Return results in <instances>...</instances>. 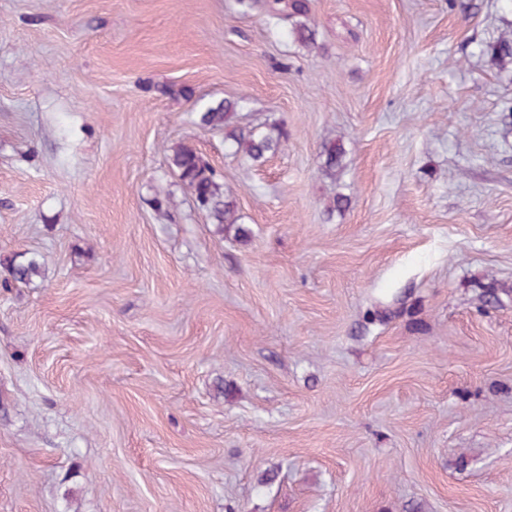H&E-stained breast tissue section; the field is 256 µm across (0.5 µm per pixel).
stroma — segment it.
<instances>
[{
	"instance_id": "35a3bbf8",
	"label": "stroma",
	"mask_w": 512,
	"mask_h": 512,
	"mask_svg": "<svg viewBox=\"0 0 512 512\" xmlns=\"http://www.w3.org/2000/svg\"><path fill=\"white\" fill-rule=\"evenodd\" d=\"M310 19L304 46L238 0H0V257L45 261L0 288V512H512V69L483 52L512 11ZM225 98L281 151L195 125ZM239 107V101L230 99L206 104L197 112V124L205 129H224L225 140L229 141L233 153L260 165L281 150L284 134L275 123L244 132L234 125ZM322 156L324 157L321 166L322 174L335 180L344 168L345 148L343 144L332 141L325 143L322 147ZM168 167L180 181L198 208L206 212L218 231L234 230L239 240L247 241L251 231L244 227L237 203L224 190V178L203 159L197 149L187 143L175 144L167 150Z\"/></svg>"
}]
</instances>
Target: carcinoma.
<instances>
[{"label": "carcinoma", "mask_w": 512, "mask_h": 512, "mask_svg": "<svg viewBox=\"0 0 512 512\" xmlns=\"http://www.w3.org/2000/svg\"><path fill=\"white\" fill-rule=\"evenodd\" d=\"M241 5L253 8L262 5L267 17L277 26L288 25V34L304 45L315 41V31L310 26L311 0H239ZM491 62L503 70L512 67V36H500L489 45ZM239 102L224 99L206 104L197 113V124L205 129L224 130L233 153L253 164H262L277 154L283 145L284 134L274 123L243 131L234 125ZM322 174L336 179L344 168L345 148L337 142H327L322 147ZM168 167L180 181L198 208L206 212L217 225L219 232L234 231L239 240L251 237L244 227L237 203L224 190V178L203 159L197 149L187 143H178L168 149ZM44 262L40 255L32 252L14 254L0 260L4 275L0 287L10 288L15 284H29L42 275Z\"/></svg>", "instance_id": "cac0c4a2"}]
</instances>
